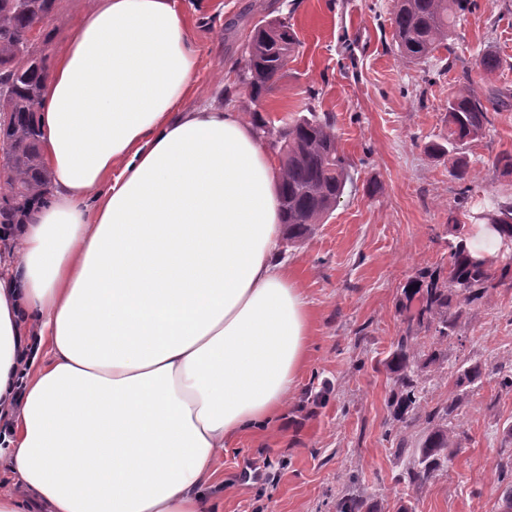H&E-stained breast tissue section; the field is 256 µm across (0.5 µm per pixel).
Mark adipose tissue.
<instances>
[{
  "mask_svg": "<svg viewBox=\"0 0 512 512\" xmlns=\"http://www.w3.org/2000/svg\"><path fill=\"white\" fill-rule=\"evenodd\" d=\"M177 0H93L50 70L49 202L0 234V512H209L227 441L303 370L280 172L232 109L184 111Z\"/></svg>",
  "mask_w": 512,
  "mask_h": 512,
  "instance_id": "adipose-tissue-1",
  "label": "adipose tissue"
}]
</instances>
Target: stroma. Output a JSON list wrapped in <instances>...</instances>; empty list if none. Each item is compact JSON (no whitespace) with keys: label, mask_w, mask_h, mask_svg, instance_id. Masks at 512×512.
Segmentation results:
<instances>
[{"label":"stroma","mask_w":512,"mask_h":512,"mask_svg":"<svg viewBox=\"0 0 512 512\" xmlns=\"http://www.w3.org/2000/svg\"><path fill=\"white\" fill-rule=\"evenodd\" d=\"M198 70L188 106L232 103L281 126L290 114L329 113L350 179L339 203L304 242H281L311 312L305 368L287 410L267 428L227 442L208 488L215 512H337L344 498L362 512H505L498 474L512 462V253L496 252L481 299L453 301L448 340L419 321L411 280L447 278L450 246L475 232V217L512 205V110L457 150H448V96L462 67L484 95L512 90V0H469L448 40L428 60L402 59L392 40L394 0H181ZM91 0H55L39 36L47 62L69 39ZM293 29L298 45L283 77L262 98L243 82L255 29ZM507 65L487 74L480 55ZM468 168L466 180L452 171ZM415 336L420 401L396 416L397 341ZM481 379L458 384L471 364ZM456 399L448 417L431 413ZM447 428L449 457L410 482L413 449L434 425ZM266 464L261 479L247 466Z\"/></svg>","instance_id":"stroma-1"}]
</instances>
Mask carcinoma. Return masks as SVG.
I'll return each instance as SVG.
<instances>
[{
    "label": "carcinoma",
    "instance_id": "obj_1",
    "mask_svg": "<svg viewBox=\"0 0 512 512\" xmlns=\"http://www.w3.org/2000/svg\"><path fill=\"white\" fill-rule=\"evenodd\" d=\"M38 9L30 10L22 0H0V96L7 99L9 114L0 123V139L11 147L8 156V185L15 208L0 210V224H19L25 209L50 194V179L41 165L38 142L40 133L34 114L42 104L47 68L44 57L28 42L39 18L48 17L55 0H37ZM468 0H396L390 17L397 53L421 62L448 40L451 28ZM297 45L288 24L281 22L260 27L243 59L245 84L256 99L270 83L283 77L288 57ZM479 66L492 73L503 66L494 51H485ZM512 110V93L492 90L480 96L463 86L448 98V122L452 126V143L462 144L480 135L491 124V113ZM256 128L264 136H275L283 166L279 186L284 225L288 240L302 241L332 211L343 195L349 175L344 158L339 154L333 117L310 111L291 117L274 132L258 116ZM496 229L502 239L512 238V206H498L479 216ZM451 265L448 281L439 282L433 275L410 285L414 294H422L419 316L435 322L439 339L450 336L447 310L454 299L463 297L472 303L483 295L488 279L487 260L470 256L465 242L450 245ZM416 344L413 337L402 336L393 353L392 363L401 372L402 390L395 405L398 413L416 405L419 391L413 374ZM448 457V432L435 427L416 453L409 479L415 482L443 458Z\"/></svg>",
    "mask_w": 512,
    "mask_h": 512
}]
</instances>
